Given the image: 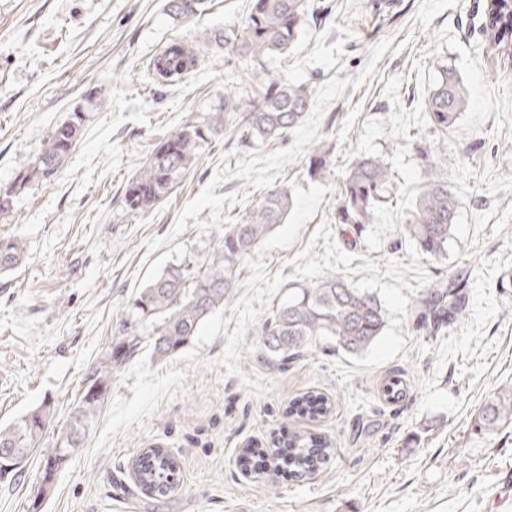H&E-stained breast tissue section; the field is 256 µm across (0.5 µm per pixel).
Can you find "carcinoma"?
I'll list each match as a JSON object with an SVG mask.
<instances>
[{
	"label": "carcinoma",
	"mask_w": 512,
	"mask_h": 512,
	"mask_svg": "<svg viewBox=\"0 0 512 512\" xmlns=\"http://www.w3.org/2000/svg\"><path fill=\"white\" fill-rule=\"evenodd\" d=\"M210 0H167L169 14L188 23L207 10ZM512 13V0H490L483 31L499 61L512 64V29L501 27L502 17ZM310 0H252L243 33L223 29L202 34L207 49L214 53L237 41V55L245 62L263 64L271 56L286 55L293 48L301 27L316 18ZM199 53L184 42L169 44L149 64L160 82H169L194 71ZM313 88L290 83L268 71L255 91L240 86L224 95V107L206 121L188 124L157 141L149 159L128 181L124 206L132 214H145L167 199L195 164L200 150L227 130L230 118L239 119L236 132L241 141H268L294 128L308 111ZM467 105V91L455 67H441L440 76L426 101V115L438 130L456 124ZM88 112L76 106L68 117L53 126L38 155L19 164L12 183L0 187V215L14 212L15 199L33 181L44 182L64 165L83 135ZM328 153L319 145L309 156V172L327 175ZM391 167L382 159L365 154L355 158L343 177L336 207V223L368 224L372 211L385 202L391 187ZM459 196L444 182H433L420 194L415 209L402 225L405 236L426 257L439 258L458 216ZM292 207L288 188L267 189L250 206L237 224L224 227V236L206 255L189 257L167 266L132 298L117 335L104 357L87 374L67 422L52 448H44V468L34 493L39 500L47 493L56 470L81 447L86 430L104 404L112 381V370L125 364L137 351L149 346L160 358L186 348L200 323L224 307L235 296L237 281L247 258L253 256L274 228L284 223ZM25 257L20 239L0 237V273L17 267ZM468 280L459 278L448 288L436 286L419 300L422 305L413 322L418 330L437 331L455 319L465 298ZM387 312L377 295L359 292L343 277L330 272L315 281L289 288L288 297L272 307L260 327L261 344L273 359L286 360L309 352L321 343L336 350L361 356L385 331ZM328 397L308 391L285 408L288 416L318 419L330 412ZM50 404L45 403L0 428V474L8 479L25 475L26 460L36 451L47 423ZM512 424V388L494 394L479 408L477 426L494 432ZM278 466L297 481L310 478L328 464L334 451L331 439L295 429H284L271 440ZM268 449L248 445L240 450L242 470L259 471ZM137 483L151 498H164L174 490L180 465L166 449H148L135 462Z\"/></svg>",
	"instance_id": "1"
}]
</instances>
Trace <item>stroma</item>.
Masks as SVG:
<instances>
[{"instance_id":"1","label":"stroma","mask_w":512,"mask_h":512,"mask_svg":"<svg viewBox=\"0 0 512 512\" xmlns=\"http://www.w3.org/2000/svg\"><path fill=\"white\" fill-rule=\"evenodd\" d=\"M288 56L257 66L203 53L181 80L158 83L148 65L175 41L201 31L243 29L252 0H212L182 24L166 0H0V185L35 157L51 128L92 96L85 132L48 182L18 196L0 236L23 240L25 263L0 275V426L42 405L53 417L40 445L52 447L84 376L104 356L133 294L169 264L204 254L272 186L308 188L309 149L328 152L329 174L315 216L297 242L267 252V274L293 275L291 259L322 222L337 246L385 266L411 264L404 217L431 182L448 183L461 206L445 255L421 258L430 284L469 281L451 328L429 336L412 322L396 358L341 383V354L321 345L274 361L249 326L239 375L218 360V334L198 350L211 368L164 360L144 348L112 374L84 446L58 470L42 499L23 480H0V512H512V426L489 435L478 408L512 384V70L490 53L482 26L488 0H317ZM455 66L468 103L455 126L428 124L425 102L442 65ZM313 89L308 112L274 141L240 142L234 129L202 149L176 191L146 214L127 215L125 183L170 131L222 106L240 82L264 71ZM447 144L427 165L419 150ZM393 172L385 203L363 229L336 224L340 182L354 156ZM401 372L404 401L389 404L384 379ZM260 379L252 396L240 377ZM325 393L329 414L284 420L288 402ZM331 438V461L308 480H248L240 448L267 444L282 423ZM167 448L180 462L175 491L143 495L130 464Z\"/></svg>"}]
</instances>
